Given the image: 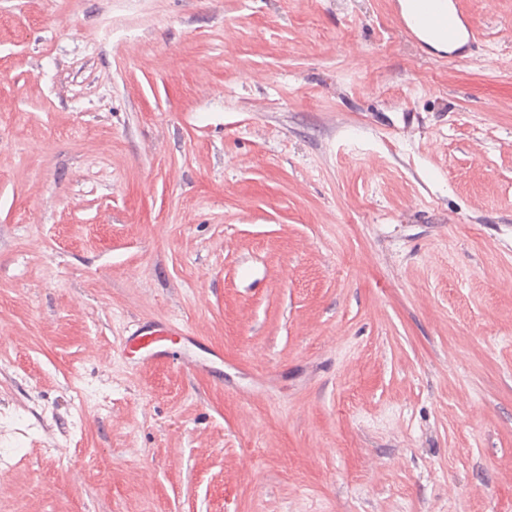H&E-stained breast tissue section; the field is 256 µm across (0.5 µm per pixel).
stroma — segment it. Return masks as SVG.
<instances>
[{
	"instance_id": "stroma-1",
	"label": "stroma",
	"mask_w": 512,
	"mask_h": 512,
	"mask_svg": "<svg viewBox=\"0 0 512 512\" xmlns=\"http://www.w3.org/2000/svg\"><path fill=\"white\" fill-rule=\"evenodd\" d=\"M463 2L448 63L388 0H0V512H512V0ZM402 0H389L390 14L396 26L409 38L421 45L424 51L423 40L418 36L416 30L429 21L430 0H417V12L413 19H407L402 13ZM184 332L182 326L175 324H167L162 327L149 328L143 330L137 329L125 338L124 347L137 346L145 349L150 360L162 359L163 350H159L158 343L163 341L162 336L182 335Z\"/></svg>"
}]
</instances>
